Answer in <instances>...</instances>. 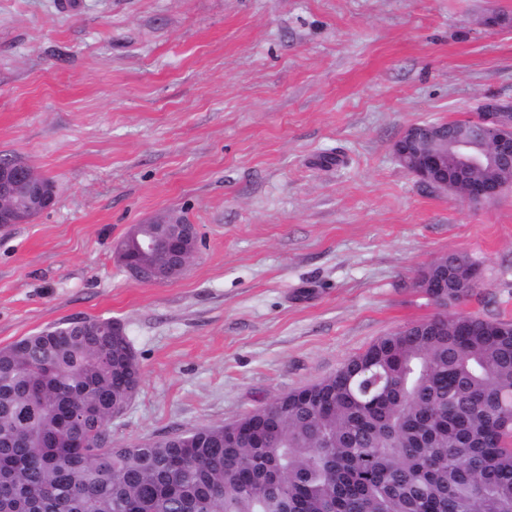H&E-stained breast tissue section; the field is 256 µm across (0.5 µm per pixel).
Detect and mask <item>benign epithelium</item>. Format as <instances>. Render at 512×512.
<instances>
[{
  "label": "benign epithelium",
  "mask_w": 512,
  "mask_h": 512,
  "mask_svg": "<svg viewBox=\"0 0 512 512\" xmlns=\"http://www.w3.org/2000/svg\"><path fill=\"white\" fill-rule=\"evenodd\" d=\"M422 125H409L396 141L397 153L418 144ZM458 166L456 179L464 183V198L473 203L490 202L499 195L493 184L471 178V172L483 168L512 170V119L506 110L495 102L486 103L461 133L441 150L421 148L416 151L412 174L422 182L437 185L440 190H455L457 185L448 183V165ZM56 203L54 190L44 178L24 159L16 158L8 166H0V223L26 224ZM154 223L161 225L160 236L147 244L142 252L160 249L170 271L180 275L190 265L195 253L185 250L184 242L190 234L197 233L195 225L171 222L159 217ZM119 258L136 280L147 284H162L164 280L156 267L129 256L125 247L119 248Z\"/></svg>",
  "instance_id": "obj_1"
}]
</instances>
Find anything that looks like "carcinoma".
<instances>
[{
    "label": "carcinoma",
    "mask_w": 512,
    "mask_h": 512,
    "mask_svg": "<svg viewBox=\"0 0 512 512\" xmlns=\"http://www.w3.org/2000/svg\"><path fill=\"white\" fill-rule=\"evenodd\" d=\"M448 296L476 263L450 252ZM112 320L0 348V512H512V323L450 313L379 338L336 373L230 425L97 446L142 383Z\"/></svg>",
    "instance_id": "cac0c4a2"
}]
</instances>
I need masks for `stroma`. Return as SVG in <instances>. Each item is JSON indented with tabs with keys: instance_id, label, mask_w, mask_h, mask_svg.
Segmentation results:
<instances>
[{
	"instance_id": "stroma-1",
	"label": "stroma",
	"mask_w": 512,
	"mask_h": 512,
	"mask_svg": "<svg viewBox=\"0 0 512 512\" xmlns=\"http://www.w3.org/2000/svg\"><path fill=\"white\" fill-rule=\"evenodd\" d=\"M0 0V155L54 208L0 227V347L71 318L123 323L142 368L127 443L232 423L431 317L415 286L474 260L461 310L512 321V187L469 203L395 161L409 124L512 101V0ZM177 213L176 280L116 243ZM119 258L124 267L136 280L147 284H164V281L156 267L138 258H132L124 246L119 248ZM434 270L439 273L440 269L448 266V286L453 285L462 277L469 276V271L476 268L477 265L466 254L450 252L444 254L434 261Z\"/></svg>"
}]
</instances>
